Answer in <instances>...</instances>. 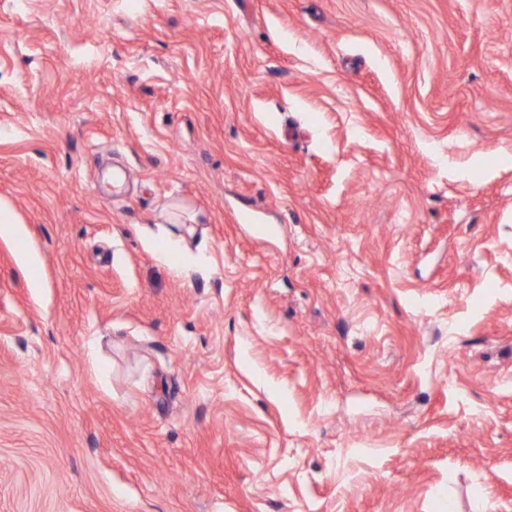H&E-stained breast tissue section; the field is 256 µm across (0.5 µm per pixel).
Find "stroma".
<instances>
[{
    "mask_svg": "<svg viewBox=\"0 0 512 512\" xmlns=\"http://www.w3.org/2000/svg\"><path fill=\"white\" fill-rule=\"evenodd\" d=\"M0 198V512H512V0H0Z\"/></svg>",
    "mask_w": 512,
    "mask_h": 512,
    "instance_id": "1",
    "label": "stroma"
}]
</instances>
